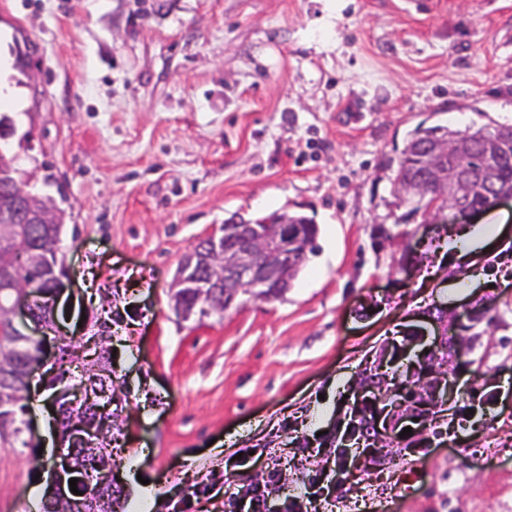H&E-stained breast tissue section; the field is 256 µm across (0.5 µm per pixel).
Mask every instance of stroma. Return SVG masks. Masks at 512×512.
<instances>
[{
    "instance_id": "35a3bbf8",
    "label": "stroma",
    "mask_w": 512,
    "mask_h": 512,
    "mask_svg": "<svg viewBox=\"0 0 512 512\" xmlns=\"http://www.w3.org/2000/svg\"><path fill=\"white\" fill-rule=\"evenodd\" d=\"M26 90L0 140L63 212L58 336L111 309L112 482L148 512H226L257 472L304 492L364 355L417 311L484 299L485 401L445 442L367 469L313 512L512 504V204L466 263L394 193L418 127L512 125V0H0ZM302 213L317 249L279 299L178 320L168 289L225 219ZM413 232L410 252L383 230ZM49 454L0 447V512H35Z\"/></svg>"
}]
</instances>
